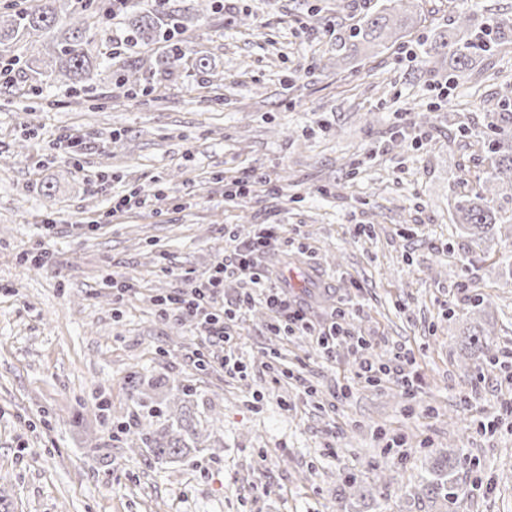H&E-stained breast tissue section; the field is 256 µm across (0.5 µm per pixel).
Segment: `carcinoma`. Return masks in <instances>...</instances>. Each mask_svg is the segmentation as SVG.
<instances>
[{
    "instance_id": "cac0c4a2",
    "label": "carcinoma",
    "mask_w": 512,
    "mask_h": 512,
    "mask_svg": "<svg viewBox=\"0 0 512 512\" xmlns=\"http://www.w3.org/2000/svg\"><path fill=\"white\" fill-rule=\"evenodd\" d=\"M415 0H387L381 11L368 16L357 36L366 43L382 45L402 38L403 19L416 13ZM123 20L127 37L126 52L138 47L165 43L169 48L159 68L165 74L179 67L186 55L179 13L167 7L142 5L133 0H20L11 4L10 11L0 12V60L12 63L14 69L38 75L69 86L73 93L83 90L94 78L95 62L99 58L112 61L119 55L111 52L107 27L112 17ZM457 32L439 34L424 51V62L436 64L438 59H451L458 71L467 68L476 51L489 52L498 42L491 34H501L504 25L493 22L483 30H472L470 15L458 4ZM147 59L135 57L125 61L123 85L133 90L138 86L137 73ZM491 154L479 190L460 196L454 208L461 235L480 240L499 224H512V215L504 216L492 206L495 187L512 183V138L488 141ZM467 349L476 368L494 370L496 358L491 356L489 332L479 325L467 329ZM145 444L155 460L179 458L190 444L199 438V431L185 411L174 413L164 427L162 436L155 438L150 425L140 424V431H127ZM432 499L443 500L448 507L473 496L477 485L458 477L456 461L448 458L429 473L424 485Z\"/></svg>"
}]
</instances>
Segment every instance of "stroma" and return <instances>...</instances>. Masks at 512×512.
<instances>
[{"mask_svg":"<svg viewBox=\"0 0 512 512\" xmlns=\"http://www.w3.org/2000/svg\"><path fill=\"white\" fill-rule=\"evenodd\" d=\"M210 2L166 0L189 52L172 74L141 70L145 94L105 63L81 104L23 73L0 84V487L15 512H437L424 479L455 455L461 478L482 480L455 512H512V285L497 274L512 240L471 243L451 206L477 186L479 140L497 135L512 35L467 70L429 71L423 49L450 30L454 0H420L417 25L374 55L351 45L384 0ZM245 176L248 192L228 197ZM134 192L144 206L113 212ZM261 224L287 225L263 263L299 275L288 296L314 322L356 305L335 362L313 337L274 335L257 301L225 324L246 368L231 376L222 346L161 316L159 296L205 282ZM36 248L48 266L25 264ZM477 324L501 364L489 374L463 349ZM359 337L379 363L408 351L414 397L355 377ZM273 361L303 382L273 378ZM174 384L193 391L200 446L158 463L121 427L161 429ZM387 449L399 466L382 499L372 463Z\"/></svg>","mask_w":512,"mask_h":512,"instance_id":"1","label":"stroma"}]
</instances>
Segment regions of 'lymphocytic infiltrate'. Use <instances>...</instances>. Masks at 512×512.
Returning <instances> with one entry per match:
<instances>
[{
	"label": "lymphocytic infiltrate",
	"instance_id": "lymphocytic-infiltrate-1",
	"mask_svg": "<svg viewBox=\"0 0 512 512\" xmlns=\"http://www.w3.org/2000/svg\"><path fill=\"white\" fill-rule=\"evenodd\" d=\"M284 231L285 227L281 224L263 225L254 237L235 242L229 251L215 259L202 287L166 295L160 302L162 315L194 322L205 342L223 345L222 364L227 373L242 375L246 368L234 355V343L224 333V322L241 313L257 294L263 296L266 302L272 315L270 327L276 334L288 336L302 333L314 337L325 360H334L337 345L347 335L339 318H332L322 326L315 324L305 308L289 300L285 285L274 283L262 257ZM229 271L247 278L254 291L226 304L222 301L224 275Z\"/></svg>",
	"mask_w": 512,
	"mask_h": 512
}]
</instances>
